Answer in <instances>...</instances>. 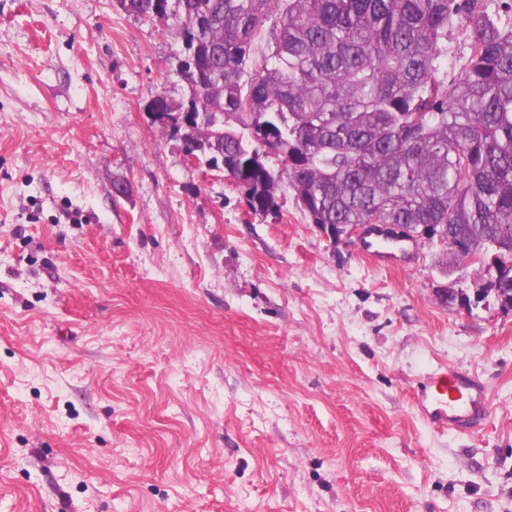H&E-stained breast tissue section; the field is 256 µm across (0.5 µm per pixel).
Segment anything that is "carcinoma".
Instances as JSON below:
<instances>
[{"label": "carcinoma", "mask_w": 512, "mask_h": 512, "mask_svg": "<svg viewBox=\"0 0 512 512\" xmlns=\"http://www.w3.org/2000/svg\"><path fill=\"white\" fill-rule=\"evenodd\" d=\"M116 2L211 71L200 84L179 70L168 111L213 113L224 135L162 128L191 153H222L251 211L278 213L290 190L313 224H421L459 247L442 268L487 263L512 300V23L483 0ZM455 25L468 54L450 77Z\"/></svg>", "instance_id": "obj_1"}]
</instances>
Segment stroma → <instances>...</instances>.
<instances>
[{
  "label": "stroma",
  "mask_w": 512,
  "mask_h": 512,
  "mask_svg": "<svg viewBox=\"0 0 512 512\" xmlns=\"http://www.w3.org/2000/svg\"><path fill=\"white\" fill-rule=\"evenodd\" d=\"M177 48L115 0H0V512H512L482 264L379 267L290 191L253 213L144 111ZM441 366L485 383L480 430L417 412Z\"/></svg>",
  "instance_id": "obj_1"
}]
</instances>
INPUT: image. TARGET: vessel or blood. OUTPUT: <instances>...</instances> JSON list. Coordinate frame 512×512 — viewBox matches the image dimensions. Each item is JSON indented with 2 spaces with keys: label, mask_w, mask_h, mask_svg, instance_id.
<instances>
[{
  "label": "vessel or blood",
  "mask_w": 512,
  "mask_h": 512,
  "mask_svg": "<svg viewBox=\"0 0 512 512\" xmlns=\"http://www.w3.org/2000/svg\"><path fill=\"white\" fill-rule=\"evenodd\" d=\"M364 250L374 260L382 261L394 252H409L404 242H389L382 237L364 241ZM414 400L437 428L470 433L481 428L487 421L488 395L484 383L472 374L450 368H438L420 381Z\"/></svg>",
  "instance_id": "1"
}]
</instances>
